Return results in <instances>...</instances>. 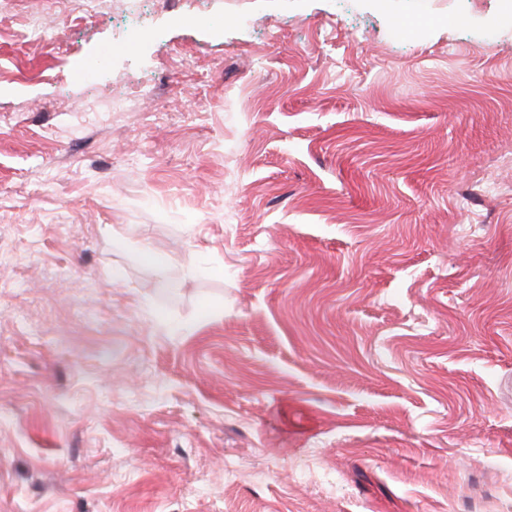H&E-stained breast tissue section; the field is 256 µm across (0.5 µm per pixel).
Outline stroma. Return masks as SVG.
<instances>
[{"mask_svg": "<svg viewBox=\"0 0 512 512\" xmlns=\"http://www.w3.org/2000/svg\"><path fill=\"white\" fill-rule=\"evenodd\" d=\"M511 505L512 0H0V512Z\"/></svg>", "mask_w": 512, "mask_h": 512, "instance_id": "stroma-1", "label": "stroma"}]
</instances>
